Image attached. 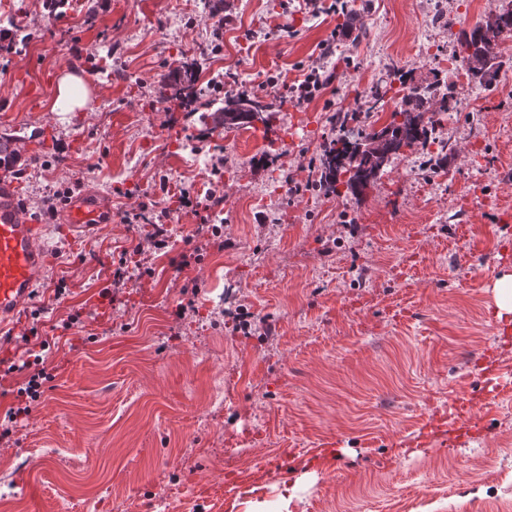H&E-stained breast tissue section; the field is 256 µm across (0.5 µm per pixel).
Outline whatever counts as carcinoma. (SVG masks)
I'll use <instances>...</instances> for the list:
<instances>
[{
  "label": "carcinoma",
  "mask_w": 512,
  "mask_h": 512,
  "mask_svg": "<svg viewBox=\"0 0 512 512\" xmlns=\"http://www.w3.org/2000/svg\"><path fill=\"white\" fill-rule=\"evenodd\" d=\"M512 35V0L508 7L491 12L479 21L471 30L461 33L459 46L465 53L463 61L468 78L481 88H489L496 80L499 69L487 66V55L499 58L497 47ZM390 77L405 86L402 109L393 113L401 116L383 126L381 131L354 134L347 129L348 123L358 119L360 109L353 108L336 114L338 125L336 137L322 145L320 168L323 175V187L338 195L339 177L348 175L347 190L361 195L379 178L392 158L398 155L402 147L415 145L426 148L432 134L434 117L438 112L450 110L453 92L447 95L439 93V82L434 81L425 87L416 85L413 79L401 68L394 66ZM163 96L168 99H190L193 97L191 85L177 83L165 75L158 82ZM245 102L247 107L239 110H224V125L235 126L243 120L258 118L271 110V103L262 99H244L225 97V102Z\"/></svg>",
  "instance_id": "1"
}]
</instances>
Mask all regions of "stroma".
Returning a JSON list of instances; mask_svg holds the SVG:
<instances>
[{"label": "stroma", "instance_id": "35a3bbf8", "mask_svg": "<svg viewBox=\"0 0 512 512\" xmlns=\"http://www.w3.org/2000/svg\"><path fill=\"white\" fill-rule=\"evenodd\" d=\"M322 3L220 0L218 29L193 0H67L57 21L42 0H0L32 33L0 77L25 201L78 179L114 211L90 236L45 227L48 276L14 328L38 336L0 360L40 350L51 380L0 436V512H512V338L493 292L512 273V84L436 115L444 173L416 147L363 196H336L308 166L336 135L333 114L364 104L391 66L447 78L440 59L487 0H352L361 38ZM164 18L175 26L157 28ZM79 63L85 107L53 111ZM302 65L335 72L331 104L285 92ZM176 66L195 78L198 111L157 97ZM217 69L239 85L217 87ZM240 92L273 108L229 134L219 107ZM187 141L223 154L224 210L204 226L175 212L158 250L121 213L162 176L174 192L211 187ZM284 165L304 196L269 194ZM73 313L80 324L63 328ZM445 418L465 436L427 445ZM319 446L341 455L315 458ZM494 464L506 476L485 479Z\"/></svg>", "mask_w": 512, "mask_h": 512}]
</instances>
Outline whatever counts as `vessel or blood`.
Returning <instances> with one entry per match:
<instances>
[{
	"mask_svg": "<svg viewBox=\"0 0 512 512\" xmlns=\"http://www.w3.org/2000/svg\"><path fill=\"white\" fill-rule=\"evenodd\" d=\"M70 227L91 234L112 221L108 193L85 189L70 196L63 210ZM44 226L31 218L21 186L0 176V335L33 298L46 270Z\"/></svg>",
	"mask_w": 512,
	"mask_h": 512,
	"instance_id": "1",
	"label": "vessel or blood"
}]
</instances>
